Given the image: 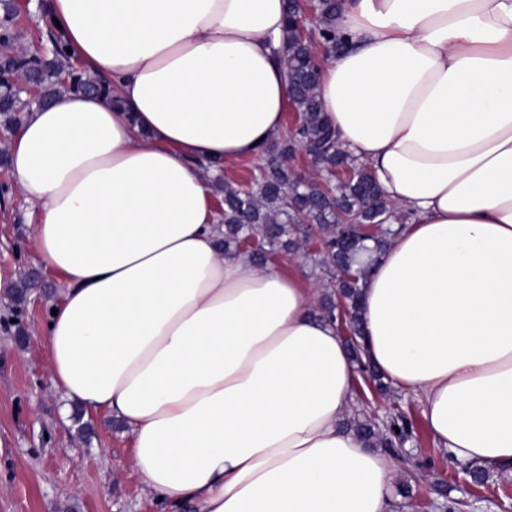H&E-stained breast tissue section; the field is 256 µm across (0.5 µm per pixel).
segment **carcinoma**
Wrapping results in <instances>:
<instances>
[{
	"label": "carcinoma",
	"instance_id": "carcinoma-1",
	"mask_svg": "<svg viewBox=\"0 0 512 512\" xmlns=\"http://www.w3.org/2000/svg\"><path fill=\"white\" fill-rule=\"evenodd\" d=\"M0 1V115L5 126L17 121L18 103L46 107L64 92L102 94L113 105H120L106 81L71 62L66 44L53 30L47 32L50 47L45 54L31 57L20 52L17 11L9 0ZM338 9L339 0H322L318 11L313 36L327 51L346 47L345 38L336 32ZM298 18L297 0H287L281 53L290 86L289 100L301 119L265 145V162L258 180L217 179L223 197L221 246L226 253L243 252L247 240L254 238L256 247L249 254L263 267L269 257L297 253L317 238L324 293L314 313L323 320L344 323L354 332L347 347L359 364V373L366 384L386 395L390 386L362 357L359 303L369 261L383 252L396 235L389 220L397 215L369 164L340 147L336 130L318 97L321 67L309 40L298 33ZM20 78L35 85L36 96L23 98L24 91L17 84ZM300 149L306 151L315 168L325 173L336 168L344 171L331 190L288 165L289 157ZM346 427L368 446H380L400 460L404 459V445L414 433L413 421L399 409L388 416L380 431L371 418L360 414L348 418Z\"/></svg>",
	"mask_w": 512,
	"mask_h": 512
}]
</instances>
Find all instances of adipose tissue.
<instances>
[{"instance_id":"ef3b65f1","label":"adipose tissue","mask_w":512,"mask_h":512,"mask_svg":"<svg viewBox=\"0 0 512 512\" xmlns=\"http://www.w3.org/2000/svg\"><path fill=\"white\" fill-rule=\"evenodd\" d=\"M46 10L112 89L26 112L7 153L64 281L53 390L124 424L164 512H392L314 290L220 248L213 180L282 129L286 0ZM336 28L321 104L405 215L363 289L366 354L454 462L512 469V0H343Z\"/></svg>"}]
</instances>
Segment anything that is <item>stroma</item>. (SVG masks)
Instances as JSON below:
<instances>
[{
    "instance_id": "stroma-1",
    "label": "stroma",
    "mask_w": 512,
    "mask_h": 512,
    "mask_svg": "<svg viewBox=\"0 0 512 512\" xmlns=\"http://www.w3.org/2000/svg\"><path fill=\"white\" fill-rule=\"evenodd\" d=\"M29 206L0 165V512H156L153 498L130 473L129 438L113 418L91 417L93 432L81 437L64 401L49 387L44 327L63 288L60 276L42 270L32 289L37 304L16 306L14 289L27 283L30 269L41 268L31 242ZM29 341L13 343L17 330ZM400 407L415 426L406 450L417 470L398 466L393 483L394 512H424L426 500L464 498L459 467L437 448L425 428L414 396L355 394L353 412L386 416ZM410 486V497L400 493ZM512 476L492 470L476 487L477 505L464 512H512Z\"/></svg>"
}]
</instances>
